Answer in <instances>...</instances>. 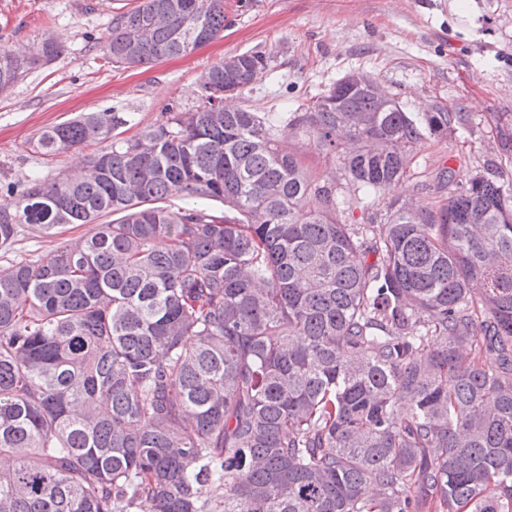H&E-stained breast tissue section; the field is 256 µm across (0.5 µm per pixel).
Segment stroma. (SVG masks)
Masks as SVG:
<instances>
[{
  "label": "stroma",
  "instance_id": "stroma-1",
  "mask_svg": "<svg viewBox=\"0 0 512 512\" xmlns=\"http://www.w3.org/2000/svg\"><path fill=\"white\" fill-rule=\"evenodd\" d=\"M141 0H0V47L37 53L58 33L61 51L0 93V199L28 179L54 178L109 150L96 141L48 158L32 144L46 127L82 112H119L131 136L161 121L167 107L198 102V78L243 52L271 58L241 102L280 122L306 97L351 71L371 75L407 111L442 105L462 113L448 135L418 148L413 176L362 210L338 186L339 217L349 224L382 216L400 197L419 205L449 196L439 174L512 180V151L499 148L497 123L512 122V0H241L224 32L191 53L115 68L104 60L114 14Z\"/></svg>",
  "mask_w": 512,
  "mask_h": 512
}]
</instances>
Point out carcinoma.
Returning <instances> with one entry per match:
<instances>
[{
	"label": "carcinoma",
	"instance_id": "obj_1",
	"mask_svg": "<svg viewBox=\"0 0 512 512\" xmlns=\"http://www.w3.org/2000/svg\"><path fill=\"white\" fill-rule=\"evenodd\" d=\"M226 20L224 0H141L106 63L186 55ZM11 55L0 92L24 76ZM267 67L218 62L223 106L200 95L80 177L7 187L1 249L92 229L0 266V512H512V182L345 224L291 140L337 157L368 210L460 116L350 72L274 126L235 103ZM126 124L84 114L35 147ZM91 225L88 224H73L65 227V232L60 236L49 237L34 227L25 228L18 240L13 244L11 249L4 253L0 250V264H6V260L10 258H17L20 256L31 258L32 256L41 254L48 249L53 248L62 239H70L80 237L88 232Z\"/></svg>",
	"mask_w": 512,
	"mask_h": 512
}]
</instances>
